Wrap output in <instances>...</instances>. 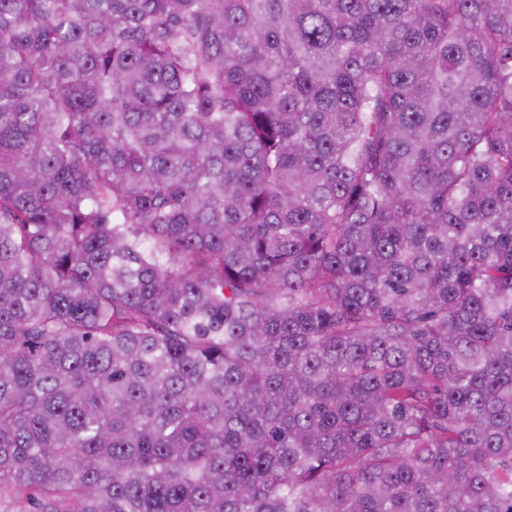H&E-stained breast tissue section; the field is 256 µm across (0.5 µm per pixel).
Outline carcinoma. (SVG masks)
<instances>
[{
    "instance_id": "carcinoma-1",
    "label": "carcinoma",
    "mask_w": 512,
    "mask_h": 512,
    "mask_svg": "<svg viewBox=\"0 0 512 512\" xmlns=\"http://www.w3.org/2000/svg\"><path fill=\"white\" fill-rule=\"evenodd\" d=\"M0 512H512V0H0Z\"/></svg>"
}]
</instances>
